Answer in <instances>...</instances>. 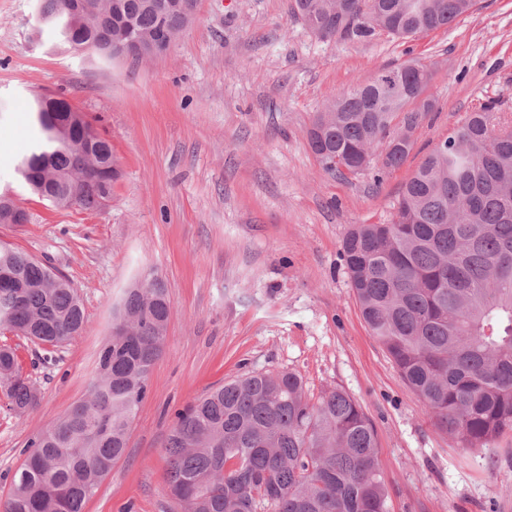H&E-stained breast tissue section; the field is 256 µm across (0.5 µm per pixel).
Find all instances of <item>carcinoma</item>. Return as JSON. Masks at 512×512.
I'll return each mask as SVG.
<instances>
[{
	"mask_svg": "<svg viewBox=\"0 0 512 512\" xmlns=\"http://www.w3.org/2000/svg\"><path fill=\"white\" fill-rule=\"evenodd\" d=\"M477 0H291L322 39L416 38L447 28ZM60 43L110 56L128 34L172 41L196 0H41ZM400 85L431 80L412 60L383 67ZM435 100L388 92L371 77L314 115L307 138L323 168L343 179L400 167ZM66 99L30 112L39 136L21 161L30 191L60 209L98 210L120 177L110 142ZM481 102L406 183L387 224H358L343 244L351 288L370 333L435 424L463 448L512 431V128ZM27 214L0 196V224ZM116 333L100 349L87 395L30 443L0 512H83L124 454L129 425L163 352L167 290L148 275L113 306ZM86 315L63 275L0 245V333L56 347ZM0 383L12 409L38 403L16 351L0 347ZM168 485L181 512H389L377 438L341 388L308 396L291 371L252 373L214 388L177 414L166 444Z\"/></svg>",
	"mask_w": 512,
	"mask_h": 512,
	"instance_id": "obj_1",
	"label": "carcinoma"
}]
</instances>
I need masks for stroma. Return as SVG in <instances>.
<instances>
[{
	"label": "stroma",
	"mask_w": 512,
	"mask_h": 512,
	"mask_svg": "<svg viewBox=\"0 0 512 512\" xmlns=\"http://www.w3.org/2000/svg\"><path fill=\"white\" fill-rule=\"evenodd\" d=\"M290 0H198L184 32L147 61L54 49L37 0H0V194L29 214L0 224L7 243L64 275L87 324L60 347L0 333L39 392L23 416L0 387V498L24 449L87 393L112 306L154 274L172 316L127 446L84 512H175L165 446L176 414L212 387L291 370L310 396L342 388L377 436L389 512H512V432L461 448L439 429L371 336L343 241L384 224L408 179L466 111L512 114V0H478L415 39L322 40ZM429 65L436 102L399 168L344 180L306 131L316 112L379 69ZM64 93L106 133L121 178L98 211L33 195L16 167L34 131L32 91Z\"/></svg>",
	"instance_id": "stroma-1"
}]
</instances>
